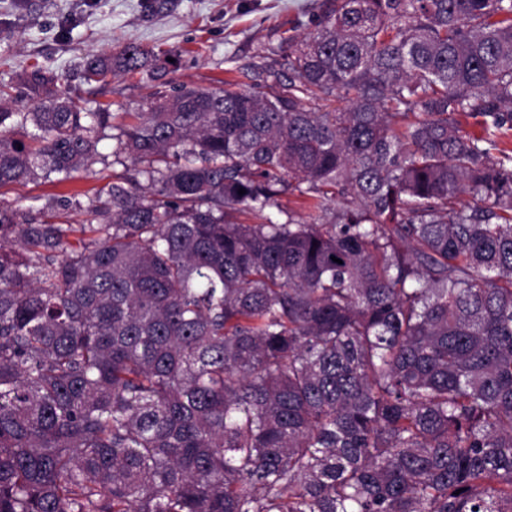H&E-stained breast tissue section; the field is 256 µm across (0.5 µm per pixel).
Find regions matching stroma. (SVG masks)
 Listing matches in <instances>:
<instances>
[{
  "mask_svg": "<svg viewBox=\"0 0 512 512\" xmlns=\"http://www.w3.org/2000/svg\"><path fill=\"white\" fill-rule=\"evenodd\" d=\"M324 0H167L164 9L145 11L143 0H29L25 12L0 0V85L36 68L57 76L62 89L86 108L109 106L132 112L146 92L143 74L121 75L98 84L82 77L84 56L101 46L136 43L168 54L171 84L210 88L225 79L239 90L253 87L251 67L280 60L289 38L313 30ZM112 141L100 143L102 156ZM100 160L74 179L56 185L31 182L0 195L27 211L45 194L93 193L106 170Z\"/></svg>",
  "mask_w": 512,
  "mask_h": 512,
  "instance_id": "35a3bbf8",
  "label": "stroma"
}]
</instances>
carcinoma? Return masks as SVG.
<instances>
[{
  "label": "carcinoma",
  "instance_id": "carcinoma-1",
  "mask_svg": "<svg viewBox=\"0 0 512 512\" xmlns=\"http://www.w3.org/2000/svg\"><path fill=\"white\" fill-rule=\"evenodd\" d=\"M282 58L0 104V188L123 166L0 203V512H512V0H327ZM112 173V165L108 169L104 168L102 162L97 158L90 166L88 171H83L78 174L74 179L67 181L63 184L56 185L50 183L30 182L26 186H16L10 190H2L4 194L0 196V201L12 205L26 212L28 207L32 204L38 205L40 203L34 202L33 197L42 196L45 194H70L74 192L88 193L92 195L94 189L99 188L108 182L107 179H101L103 175Z\"/></svg>",
  "mask_w": 512,
  "mask_h": 512
}]
</instances>
